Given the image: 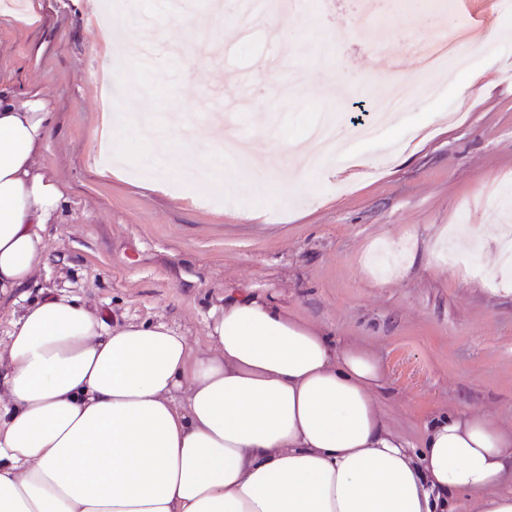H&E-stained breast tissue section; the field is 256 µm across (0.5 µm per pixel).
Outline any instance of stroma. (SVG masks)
<instances>
[{"instance_id": "35a3bbf8", "label": "stroma", "mask_w": 512, "mask_h": 512, "mask_svg": "<svg viewBox=\"0 0 512 512\" xmlns=\"http://www.w3.org/2000/svg\"><path fill=\"white\" fill-rule=\"evenodd\" d=\"M41 2L42 18L30 24L16 0H0V76L15 91L47 92L54 122L41 164L65 186L44 231L47 266L27 299L54 288L119 322H165L204 351L212 308L249 288L332 341L371 351L385 371L383 407L410 446L446 414L478 410L512 426V277L496 268L497 228L485 221L512 187V47L478 54L473 44L502 23L494 0H470L467 14L459 0L444 12L408 0L364 30L352 0L322 25L314 0L295 12L267 0L248 37L235 16L212 17L213 0H196L180 19L153 0L163 24L156 40L202 39L212 56L204 80L177 79L166 111L195 114L206 153H223L230 113L268 140L257 160L274 167L273 188L226 201L207 184L136 165L104 172V108L115 97L94 79L109 65L91 16L96 0ZM199 16L207 32H198ZM274 28L290 41L271 39ZM441 30L467 53V67L428 74L437 95L390 118L375 141L350 139L342 174L326 166L296 179L289 146L309 133L304 115L349 124L392 80L417 78L406 46ZM383 39L401 67L384 69L373 49ZM261 63L273 78L267 100L252 105ZM478 74L488 89L463 95ZM243 208L255 218L238 219Z\"/></svg>"}]
</instances>
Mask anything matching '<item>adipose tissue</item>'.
I'll return each instance as SVG.
<instances>
[{
	"label": "adipose tissue",
	"instance_id": "obj_1",
	"mask_svg": "<svg viewBox=\"0 0 512 512\" xmlns=\"http://www.w3.org/2000/svg\"><path fill=\"white\" fill-rule=\"evenodd\" d=\"M52 122L43 90L0 82V299L46 264L65 196L39 163ZM206 330L198 351L52 288L24 304L0 346V512H435L458 491L512 512V430L458 413L414 452L366 349L248 292Z\"/></svg>",
	"mask_w": 512,
	"mask_h": 512
}]
</instances>
